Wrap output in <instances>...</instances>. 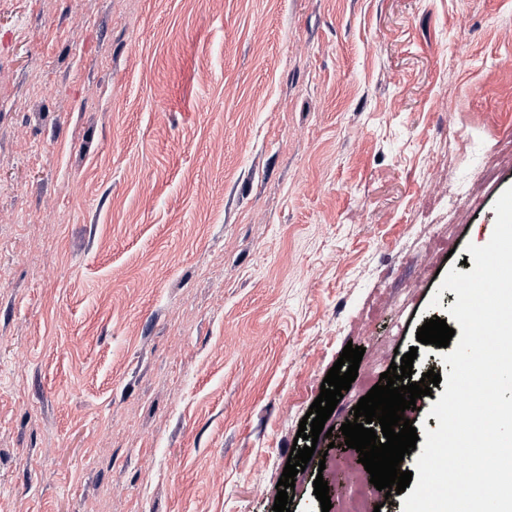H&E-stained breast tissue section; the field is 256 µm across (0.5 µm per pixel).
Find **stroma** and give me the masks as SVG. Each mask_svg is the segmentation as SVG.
Here are the masks:
<instances>
[{
  "instance_id": "35a3bbf8",
  "label": "stroma",
  "mask_w": 512,
  "mask_h": 512,
  "mask_svg": "<svg viewBox=\"0 0 512 512\" xmlns=\"http://www.w3.org/2000/svg\"><path fill=\"white\" fill-rule=\"evenodd\" d=\"M508 138L512 0H0V512H273L344 346L379 380L456 303Z\"/></svg>"
}]
</instances>
